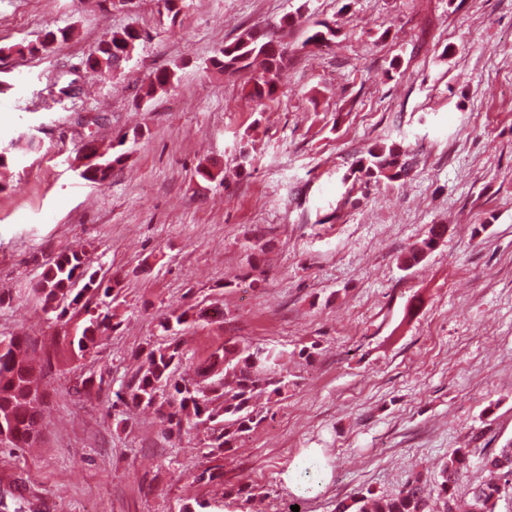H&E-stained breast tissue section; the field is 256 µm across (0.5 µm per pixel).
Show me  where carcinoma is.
Here are the masks:
<instances>
[{
  "mask_svg": "<svg viewBox=\"0 0 512 512\" xmlns=\"http://www.w3.org/2000/svg\"><path fill=\"white\" fill-rule=\"evenodd\" d=\"M336 36V29L327 22L316 25L307 38L319 43ZM139 32L124 28L105 33L85 59L89 69L110 73L129 60L137 46ZM69 40V29L58 28L45 33L39 43H17L0 47V54L25 56L52 53ZM221 72L248 75L247 95L262 106L277 93L287 67V47L274 38L248 31L225 45L220 56L212 61ZM174 72L158 70L141 87L142 96L151 97L172 84ZM50 90L77 96L74 82L57 73L50 80ZM126 136L112 144V154L98 153L93 146L80 149L81 157H95L94 170L76 168L78 176L87 182L102 185L112 176V170L122 165L128 156ZM34 137L16 138L9 150L0 152V167L14 163L19 156L34 149ZM417 166V154L401 142H375L356 160L353 173L364 185L394 183ZM447 226L434 224L420 246L406 252L402 264L406 268L420 264L428 251L444 238ZM119 281L105 279L93 270L86 252H62L41 264L33 292L42 303L44 312H52L58 328L52 340V351L45 353L40 364L27 355L30 339L11 336L0 339V442L10 448H30L38 440L39 419L43 403L34 393L43 389V378L52 368V358L78 359L101 346L103 337L117 330L106 299L118 287ZM215 311L206 312L191 307L180 313L172 312L159 321L162 332L182 325L193 317L207 320ZM144 360L128 380L126 391L115 393L121 404L130 407L157 406L162 422L168 428L204 430L208 447L227 450L261 421L255 400L281 396L290 380L286 365L288 352L273 347L242 345L229 341L215 349L198 368L193 378H175V368L181 362L176 346L149 347L142 350ZM474 449L455 448L439 473L438 492L427 491L421 476L409 480L396 495H384L368 488L366 491L336 503L335 512H458L455 487L460 477L473 463ZM484 476L469 489L465 512H497L505 489H512V441L481 458Z\"/></svg>",
  "mask_w": 512,
  "mask_h": 512,
  "instance_id": "obj_1",
  "label": "carcinoma"
}]
</instances>
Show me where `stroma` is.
Returning a JSON list of instances; mask_svg holds the SVG:
<instances>
[{
    "label": "stroma",
    "mask_w": 512,
    "mask_h": 512,
    "mask_svg": "<svg viewBox=\"0 0 512 512\" xmlns=\"http://www.w3.org/2000/svg\"><path fill=\"white\" fill-rule=\"evenodd\" d=\"M188 2L173 24L162 0H0V46L75 29L50 55L0 58V140L40 145L0 168V339L51 344L55 318L31 290L46 259L84 246L120 281L121 322L92 357L53 364L37 444H0V494L24 512H332L436 479L452 449L512 440V0ZM318 21L337 34L307 43ZM122 28L142 33L127 65L82 69L78 98L47 95L48 77ZM268 30L287 75L259 107L245 76L210 61ZM160 69L172 85L140 98ZM133 132L106 185L68 168L83 142ZM391 139L418 151L416 171L351 183ZM213 162L223 181L200 182ZM434 224L443 242L403 269ZM195 305L223 315L161 331ZM228 339L294 354L288 391L236 448L210 453L204 432L168 436L154 411L114 406L143 346L178 344L186 370ZM92 373L107 387L88 396ZM312 448L328 478L300 501L289 473Z\"/></svg>",
    "instance_id": "obj_1"
}]
</instances>
